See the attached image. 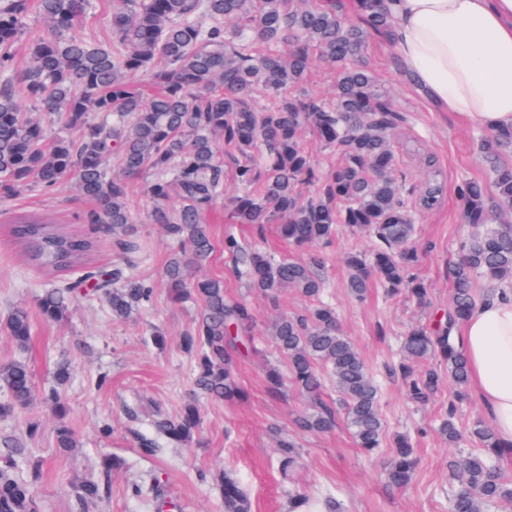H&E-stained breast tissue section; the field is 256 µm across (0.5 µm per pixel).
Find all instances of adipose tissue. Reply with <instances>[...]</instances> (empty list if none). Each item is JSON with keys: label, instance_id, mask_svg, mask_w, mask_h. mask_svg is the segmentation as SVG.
<instances>
[{"label": "adipose tissue", "instance_id": "ef3b65f1", "mask_svg": "<svg viewBox=\"0 0 512 512\" xmlns=\"http://www.w3.org/2000/svg\"><path fill=\"white\" fill-rule=\"evenodd\" d=\"M404 71L436 104L490 130L512 127V0H385ZM474 393L512 443V290L461 324Z\"/></svg>", "mask_w": 512, "mask_h": 512}]
</instances>
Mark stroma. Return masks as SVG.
Instances as JSON below:
<instances>
[{
  "mask_svg": "<svg viewBox=\"0 0 512 512\" xmlns=\"http://www.w3.org/2000/svg\"><path fill=\"white\" fill-rule=\"evenodd\" d=\"M362 59L389 92L396 109L409 117L392 142L399 158L398 171L405 175L408 186L420 187L432 162L446 179L441 204L416 218L420 257L415 272L430 288L429 308L401 296L387 297L377 285L362 302L349 294L345 257L354 250H369L367 238L346 232L326 249L323 275L342 329L367 365L376 370L395 356L400 337L410 327L429 323L451 300L448 266L470 232L457 187L466 180H487L488 167L478 153L487 131L459 113L436 111L403 74L395 48L384 38L370 37ZM130 205L139 218L134 229L147 244L141 272L159 285L153 304L127 321L116 322L105 305L77 298L66 322H36L34 343L27 354L41 389L51 385L57 362L71 361L74 376L65 390V400L79 448L69 455L57 452L53 405L44 399L36 400L27 412L0 419V434L19 436L28 420L40 421L42 432L36 446L48 470L41 484L45 512H73L70 487L77 480L98 475L102 451L120 458L123 465L113 472L112 494L99 512H155L129 492L131 484L150 471L158 474L166 495L179 504V512H224L217 491L201 479L202 474L219 470L237 474L251 495L253 512H288V487L278 474L273 429L290 427L292 414L304 403L291 391L279 398L268 395L266 372L280 363L275 350L240 361L238 376L244 397L234 403L203 404L201 428L192 444L163 440L157 456L141 455L137 438L151 434L154 412L175 415L192 394L191 360L180 343L197 305L191 300L181 304L168 300L160 282L170 245L158 226L148 223L151 202L141 190H134ZM90 211V203L71 179L47 193L28 191L0 200V319L17 304L35 306L41 291L55 282L12 237L11 219L20 214H44L61 232L93 236L95 246L86 265L111 267L115 260L112 238L93 232L86 221ZM154 329L164 332V346L152 343L150 332ZM454 392V385H444L427 407L418 408L407 401L398 382L388 381L383 386L380 408L388 431L407 430L415 440L419 465L411 488L388 486L382 476L386 453L365 458L341 424L328 434L299 436L304 457L300 487L313 495L332 488L346 512H447L450 448L432 425L445 414ZM105 424L112 427L111 437L100 434Z\"/></svg>",
  "mask_w": 512,
  "mask_h": 512,
  "instance_id": "35a3bbf8",
  "label": "stroma"
}]
</instances>
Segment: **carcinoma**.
Masks as SVG:
<instances>
[{"mask_svg":"<svg viewBox=\"0 0 512 512\" xmlns=\"http://www.w3.org/2000/svg\"><path fill=\"white\" fill-rule=\"evenodd\" d=\"M95 8L94 0H0V198L35 186L50 191L71 177L93 204L90 223L112 232L117 256L110 269L68 279L93 242L62 233L38 215L13 219L10 232L31 261L65 277L38 296L41 321L66 320L78 295L105 301L114 319L153 302L157 288L140 272L146 249L135 235L138 217L129 206L133 181L149 174L142 188L151 200L148 220L172 244L163 286L171 301L198 305L182 338L195 395L214 403L240 399L238 363L261 356V345L269 340L288 370L286 376L269 370L270 393L279 396L291 387L309 403L293 415V433L278 440L282 481L296 485L302 468L293 434L336 428V408L324 399L329 382L357 446L373 455L389 443L386 480L408 486L417 468L411 438L396 434L387 440L382 382L341 332L320 273L323 248L344 231L362 234L372 247L346 256L351 294L361 300L377 282L391 297L403 294L430 306L429 289L414 273L415 220L419 211L439 203L444 180L431 168L419 193L408 197L391 145L406 118L357 62L370 35L391 38L382 0H357L355 20L339 11L336 0H112L108 41L85 31ZM34 11L47 29L27 43L28 65L19 69L16 51ZM317 59L336 70L329 100L306 88ZM22 97L45 119L28 116ZM53 125L76 135L54 137ZM308 133L337 155L333 166L314 163L303 143ZM481 153L490 168L495 209L489 208L484 182L460 186L466 222L484 230L467 238L452 266L455 292L448 310L430 326L411 327L402 336L397 363L387 369L419 408L434 399L444 381L457 387L437 432L450 446L467 436L477 447L448 456L453 487L448 512H489L512 500V483L501 478L499 467L512 455V444H502L481 420L464 432L455 423L456 400L464 396L469 376L454 332L495 288L512 286V224L501 223V215L512 213V163L502 161L512 153V129L484 138ZM226 159L233 165V223L259 233L276 224L290 246L307 250L303 259L279 260L233 233L224 235L229 270L249 291L274 309L288 288L308 301L303 311L277 313L265 327L246 301L225 294L224 278L202 273L215 251L206 219L224 196ZM479 279L494 290L477 295ZM4 330L19 355L0 362V418L24 412L42 394L55 404L57 447H78L61 393L72 375L70 365H60L54 383L39 390L23 356L34 334L29 309L13 307ZM433 359L436 363L416 370ZM200 425L194 401L178 415L154 421L157 434L180 444L192 441ZM39 432V422L29 421L23 436H0V512H44L38 496L44 460L33 448ZM117 465L104 455L98 479L72 484L78 512H96L108 498ZM210 479L224 512H252L251 497L236 476L220 471ZM132 492L148 505L164 495L154 473L140 476ZM289 508L345 512L330 493L314 499L297 489L289 490Z\"/></svg>","mask_w":512,"mask_h":512,"instance_id":"obj_1","label":"carcinoma"}]
</instances>
